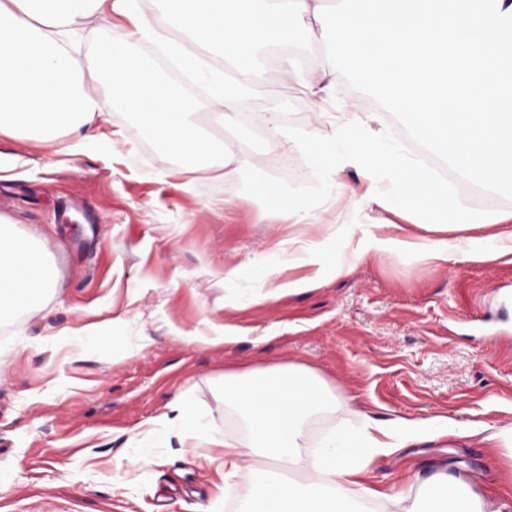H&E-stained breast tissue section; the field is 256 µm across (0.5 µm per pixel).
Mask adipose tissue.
<instances>
[{"label": "adipose tissue", "instance_id": "adipose-tissue-1", "mask_svg": "<svg viewBox=\"0 0 512 512\" xmlns=\"http://www.w3.org/2000/svg\"><path fill=\"white\" fill-rule=\"evenodd\" d=\"M160 14L137 0H0V134L40 142L64 131L80 136L115 104L133 112L162 147L184 162L254 168L253 159L201 129L193 101L180 96L137 51L158 44L207 88L211 112L232 117L262 77L252 62L265 47L286 42L290 28L329 13L327 68L304 78L307 88L343 76L365 83L398 114L420 142L458 177L481 189L512 190V0H162ZM124 16L128 33L112 40L91 65L77 57L81 33L109 13ZM224 57L237 73L201 66ZM375 113L354 112L331 139L283 138L277 112L267 134L283 150L302 151L326 173L357 167L367 186L353 210L376 203L413 216L425 235L406 231L337 237L334 256L304 245L302 264L339 276L367 255H416L447 260L453 230L501 225L499 233L466 238L471 256L512 254V211L478 216L455 206L448 190L382 140ZM54 273L35 241L0 226V321L31 309ZM221 396L247 425L243 441L209 436L222 449L225 477L253 460L240 512H356V499L391 502L395 512H490L484 494L438 470L412 495L389 493L364 479L378 456L414 443L461 436L445 417L365 418L362 428L335 431L309 451L304 425L331 407L325 381L299 364L224 374Z\"/></svg>", "mask_w": 512, "mask_h": 512}]
</instances>
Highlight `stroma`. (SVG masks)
Wrapping results in <instances>:
<instances>
[{
    "label": "stroma",
    "instance_id": "stroma-1",
    "mask_svg": "<svg viewBox=\"0 0 512 512\" xmlns=\"http://www.w3.org/2000/svg\"><path fill=\"white\" fill-rule=\"evenodd\" d=\"M327 21L308 18L305 38L266 49L263 78L234 123L217 137L261 169L188 173L139 123L113 106L93 137L72 148L0 135V218L17 235L44 241L57 277L33 309L0 322V512H198L220 501L236 512L225 484L241 490L247 470L225 481L216 448H192L175 430L152 440L155 418L181 397L225 437L245 425L218 395L229 370L297 363L334 390L335 408L306 422L313 443L331 431L379 420L445 416L470 429L377 457L367 481L414 492L442 470L493 493L512 470V451L487 435L512 429V255L474 259L458 249L446 262L369 255L351 272L277 298L267 289L307 275L294 265L295 240L332 242L341 225L354 236L387 233L412 218L380 206L350 210L364 186L343 167L340 191L299 151L268 140L277 108L288 134L333 136L348 99L379 115L397 148L412 143L403 122L350 78L317 93L270 65L288 55L304 72L328 63ZM259 181L280 185L303 223L264 212ZM448 193L481 213L512 210V192ZM237 270L233 280L224 273ZM96 330L95 344L77 335ZM243 332L230 345L198 339ZM148 460L128 464L130 449Z\"/></svg>",
    "mask_w": 512,
    "mask_h": 512
}]
</instances>
